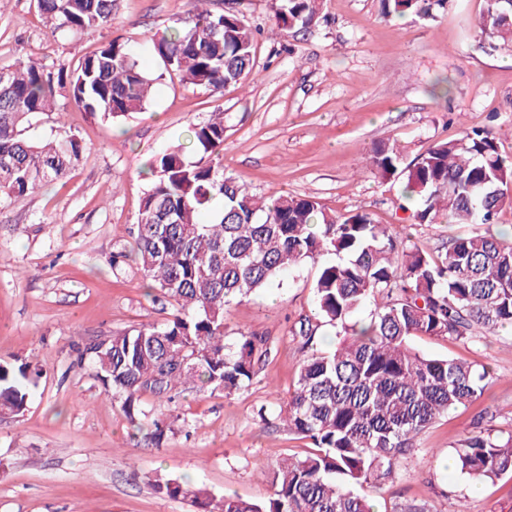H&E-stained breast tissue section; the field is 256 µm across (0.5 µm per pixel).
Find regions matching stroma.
Listing matches in <instances>:
<instances>
[{
  "instance_id": "obj_1",
  "label": "stroma",
  "mask_w": 512,
  "mask_h": 512,
  "mask_svg": "<svg viewBox=\"0 0 512 512\" xmlns=\"http://www.w3.org/2000/svg\"><path fill=\"white\" fill-rule=\"evenodd\" d=\"M274 0H243L259 27L252 74L213 92L177 77L156 84L146 108L110 123L83 111L67 93L32 118L34 140L75 136L84 151L70 175L0 206V360L22 358L41 375L21 417H0V512H195L190 500L153 487L179 478L213 495L252 502L272 493L278 459L307 448L281 419L302 359L291 333L308 313L319 266L304 261L224 315L226 343L264 337L270 354L252 384L224 395L192 387L167 407L189 434L147 445L79 359L78 344L144 324H162L171 307L148 292L129 252L153 156L187 146V131L224 116V172L262 198H316L336 214L369 213L431 253L479 224L412 223L400 183L370 167L372 147L397 144L406 158L457 137L463 125L487 126L512 159V47L489 50L475 26L484 0H453L435 19L382 14L379 0H326L325 22L286 40L268 38ZM189 0H116L112 24L72 36L52 34L36 0H0V66L31 58L71 65L113 39L129 42L157 72L151 38L180 26ZM448 94L434 96L437 76ZM421 354L487 371L481 398L450 411L420 434L393 481L364 487L374 512L405 501L430 512H512V477L471 490L452 466L455 443L475 427L512 431V327L473 342L418 336Z\"/></svg>"
}]
</instances>
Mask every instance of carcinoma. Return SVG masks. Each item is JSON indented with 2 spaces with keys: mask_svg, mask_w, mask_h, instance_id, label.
<instances>
[{
  "mask_svg": "<svg viewBox=\"0 0 512 512\" xmlns=\"http://www.w3.org/2000/svg\"><path fill=\"white\" fill-rule=\"evenodd\" d=\"M211 0H190L185 25L152 42L163 70L145 73L127 43L117 39L55 71L35 60L0 67V203L24 200L44 184L68 177L83 151L66 136L34 141L25 124L52 111L66 91L86 112L117 119L145 109L151 89L175 74L212 91L243 82L254 66L255 32L240 0L222 12ZM447 0H380L387 16L432 19ZM114 0H37L55 32L78 33L112 22ZM323 0H275V34L286 38L321 19ZM478 25L488 45L512 44V0H485ZM199 158L170 151L149 161L154 176L137 221L134 259L148 281L174 306L165 323L87 342L89 360L105 391L123 397L128 422L148 427L160 448L188 423L167 413L150 417L140 396L158 405L186 386L226 394L252 384L268 355L266 340L242 335L224 343V312L267 287L287 267L324 262L314 284V306L292 333L311 345L323 327L334 329L335 349L303 359L286 406L288 429L309 440L302 457L282 458L273 493L262 503L216 497L174 478L155 480L169 497H190L197 512H370L364 485L391 478L415 439L439 417L481 396L487 372L455 359L420 354L414 336L470 341L476 332L512 325V243L487 231L450 242L437 255L367 213L338 216L313 197L283 195L271 202L224 175V118L190 130ZM370 165L384 180H399L414 204L417 224L440 215L459 224H493L512 206V162L493 132L467 127L405 162L394 143H379ZM373 303L367 322L355 319ZM28 363H0V415L18 417L30 399ZM457 471L485 483L512 475V432L480 430L453 448Z\"/></svg>",
  "mask_w": 512,
  "mask_h": 512,
  "instance_id": "cac0c4a2",
  "label": "carcinoma"
}]
</instances>
